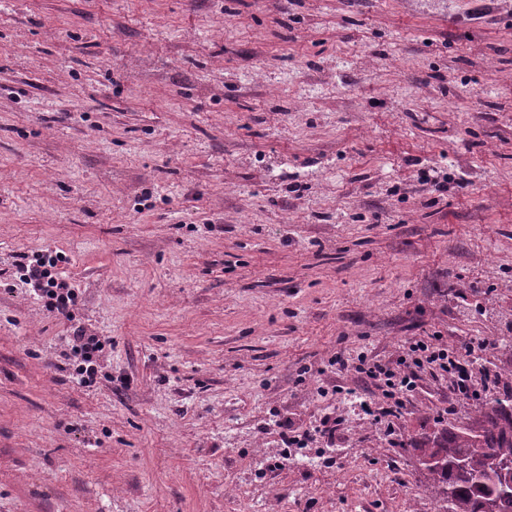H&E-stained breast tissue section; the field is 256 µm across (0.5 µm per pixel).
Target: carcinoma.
<instances>
[{"label":"carcinoma","mask_w":512,"mask_h":512,"mask_svg":"<svg viewBox=\"0 0 512 512\" xmlns=\"http://www.w3.org/2000/svg\"><path fill=\"white\" fill-rule=\"evenodd\" d=\"M416 449L443 461L427 470L430 492L442 512H483L485 501L493 503L495 512H512V494L480 481L490 458L512 462V404L485 408L475 441L454 426L428 436Z\"/></svg>","instance_id":"1"}]
</instances>
